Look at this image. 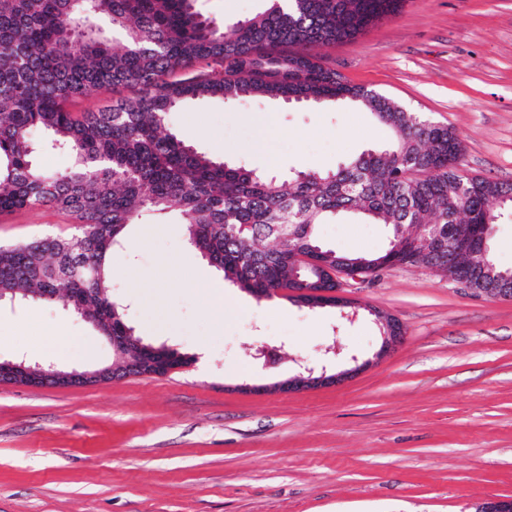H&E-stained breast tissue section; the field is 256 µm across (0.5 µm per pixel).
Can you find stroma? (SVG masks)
<instances>
[{"label":"stroma","mask_w":512,"mask_h":512,"mask_svg":"<svg viewBox=\"0 0 512 512\" xmlns=\"http://www.w3.org/2000/svg\"><path fill=\"white\" fill-rule=\"evenodd\" d=\"M345 79L449 125L473 176L512 182V0H406L393 17L324 49ZM271 120L274 154L251 148ZM170 129L198 152L280 180L333 170L383 143L355 108L246 99L192 103ZM68 213L0 212V244L68 236ZM326 247L374 254L384 225H318ZM112 298L143 343L189 357L162 376L71 386L0 383V512H473L512 496V299L415 266L344 279L349 308L283 290L210 317L216 269L177 213L127 226ZM403 328L382 351L372 316ZM92 372L117 357L67 299L0 301V359ZM350 370L337 385L284 391L300 366Z\"/></svg>","instance_id":"35a3bbf8"}]
</instances>
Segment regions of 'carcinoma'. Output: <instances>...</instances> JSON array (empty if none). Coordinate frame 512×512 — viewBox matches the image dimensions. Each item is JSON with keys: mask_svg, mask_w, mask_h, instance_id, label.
Instances as JSON below:
<instances>
[{"mask_svg": "<svg viewBox=\"0 0 512 512\" xmlns=\"http://www.w3.org/2000/svg\"><path fill=\"white\" fill-rule=\"evenodd\" d=\"M197 0H0V212L55 207L76 233L0 245V289L16 298H71L86 288L87 314L105 336L129 335L120 376L143 374L148 358L112 300L106 259L130 224L176 211L189 244L224 280L261 294L296 287L293 265L318 247L315 228L344 213L388 227L389 241L418 242L436 265L482 287V239L448 251V226L492 227L512 210V184L471 176L452 128L393 98L348 82L311 53L349 40L405 0H264L243 20L217 21ZM122 36L114 47L99 22ZM139 93L99 112H74L93 89ZM260 98L313 109L354 106L388 141L331 171L280 181L196 151L166 129L170 113L201 100ZM42 147L69 151L70 168L46 172ZM306 280L338 286L349 261L389 259L320 249Z\"/></svg>", "mask_w": 512, "mask_h": 512, "instance_id": "cac0c4a2", "label": "carcinoma"}]
</instances>
